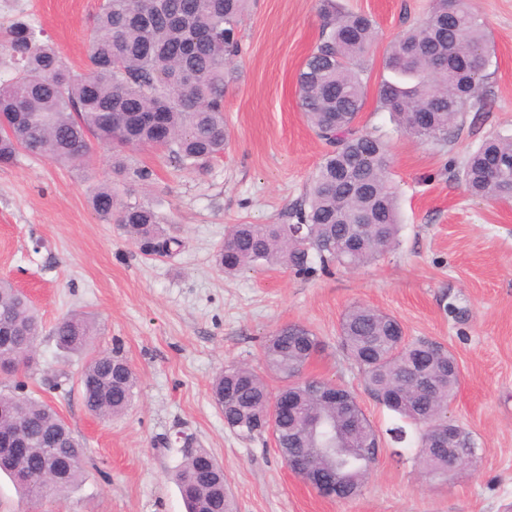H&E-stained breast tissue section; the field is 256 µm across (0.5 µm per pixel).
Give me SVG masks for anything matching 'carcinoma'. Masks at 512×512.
<instances>
[{
    "label": "carcinoma",
    "instance_id": "1",
    "mask_svg": "<svg viewBox=\"0 0 512 512\" xmlns=\"http://www.w3.org/2000/svg\"><path fill=\"white\" fill-rule=\"evenodd\" d=\"M250 0H102L93 17L94 36L84 70H73L34 23L18 19L0 30V48L13 76L0 82V165L19 151L80 169L92 144L117 151L154 148L175 166L202 168L224 155L231 132L224 123V94L235 79L240 26ZM321 40L297 77L300 108L330 150L292 212L293 224H234L216 253L227 276L285 265L309 276L332 266L358 268L379 260L399 241L397 188L385 141L358 125L366 89L359 62L373 48L376 29L361 13H341L335 0H318ZM488 35L468 0H436L432 9L397 37L387 52L390 77L377 89L379 104L397 127L413 137L442 143L468 108L485 109ZM428 113L424 128L415 113ZM452 177L476 197L498 200L512 190V134H499L468 154ZM97 217L115 223L139 252L174 253L183 241L165 233L149 203L121 202L110 184L90 198ZM0 324L26 344L0 341V369L15 376L33 370L36 340L44 325L29 299L0 278ZM95 318L71 313L50 330L65 353L89 359L80 376L83 402L101 419L125 413L137 377L117 350L98 351ZM340 346L362 375L375 403L414 427L417 461L432 478L448 475V450L428 433L448 422V401L458 380L448 372L453 356L441 343L410 339L401 322L374 308L353 304L343 314ZM321 348L306 326L289 324L265 338L266 372L282 380L278 394L295 401L293 414L278 417L276 445L283 459L302 469L327 468L335 496L360 492L374 464L362 454L381 438L360 404H338L314 392L333 390L317 378L300 377ZM0 393V434L25 427L29 436L58 434L47 456L33 447L0 465L19 492L38 504L42 483L21 481L53 463L61 476L50 491L63 498L83 478L84 446L56 407L17 393ZM224 425L247 439L268 431L273 394L264 376L242 364L224 368L211 385ZM175 480L187 512H235L224 492V468L202 448L183 454Z\"/></svg>",
    "mask_w": 512,
    "mask_h": 512
}]
</instances>
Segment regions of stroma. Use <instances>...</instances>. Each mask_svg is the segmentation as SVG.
Wrapping results in <instances>:
<instances>
[{
	"label": "stroma",
	"mask_w": 512,
	"mask_h": 512,
	"mask_svg": "<svg viewBox=\"0 0 512 512\" xmlns=\"http://www.w3.org/2000/svg\"><path fill=\"white\" fill-rule=\"evenodd\" d=\"M100 2L0 0V26L35 21L80 70ZM336 2L376 24L358 123L389 145L402 224L399 246L376 263L311 278L282 265L230 278L215 262L229 225L290 223L326 151L297 86L321 36L317 0H252L237 79L224 96L231 142L207 167L180 170L158 151H126V164L151 172L146 183H129L100 147L80 171L24 152L0 166V278L28 293L45 326L73 311L93 316L97 348H120L137 376L130 408L97 420L81 398L84 358L41 336L25 391L53 402L84 442V476L66 501L34 504L1 475L0 512H185L172 478L183 460L180 431L223 466L237 512H512V201L473 197L451 176L486 138L512 133V0H470L491 40L492 101L464 113L444 144L398 132L376 97L390 76V43L433 0ZM108 183L122 199L152 203L166 231L184 239L182 251L144 258L102 222L89 199ZM354 303L395 316L407 336L439 341L455 356L462 377L449 415L477 442L468 470L429 477L413 450L396 457L387 440L360 494L338 501L291 473L272 437L248 441L225 427L214 378L232 363L263 370V340L294 323L324 346L307 374L351 390L378 430L392 427L338 344L340 316Z\"/></svg>",
	"instance_id": "stroma-1"
}]
</instances>
